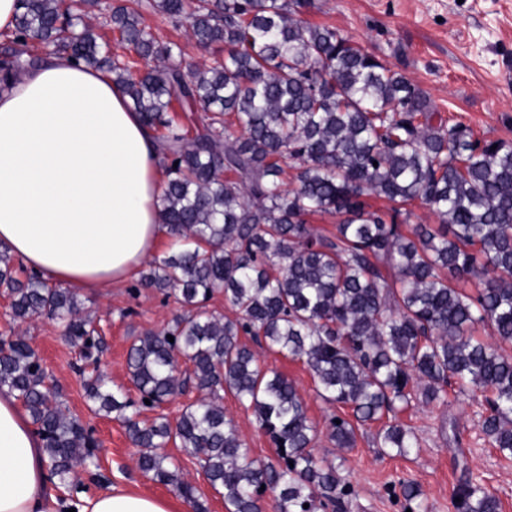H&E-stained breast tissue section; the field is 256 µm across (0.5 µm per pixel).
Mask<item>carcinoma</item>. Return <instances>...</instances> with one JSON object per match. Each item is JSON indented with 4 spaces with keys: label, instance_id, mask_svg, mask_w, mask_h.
<instances>
[{
    "label": "carcinoma",
    "instance_id": "1",
    "mask_svg": "<svg viewBox=\"0 0 512 512\" xmlns=\"http://www.w3.org/2000/svg\"><path fill=\"white\" fill-rule=\"evenodd\" d=\"M313 5L124 0L106 21L123 50L116 55L86 22L97 0H17L14 27L0 31V87L39 65L32 49L48 46L111 74L158 146L159 213L175 249L154 257L130 292L173 293L182 313L130 347L138 400L101 377L104 339L77 317L71 289L32 274L19 280L5 250L0 286L14 318L64 327L92 367L84 388L94 411L116 413L140 448L141 470L195 512H206L196 489L161 452L170 442L200 459L228 512H262V487L276 512L340 509L352 494L336 462L314 454L317 429L296 386L262 367L244 336L305 364L319 397L352 409L353 422L329 419L338 448L354 446L356 425L379 421L376 447L407 455L416 439L397 413L418 399L443 402L455 386L483 393L482 432L512 454V354L474 336L483 325L512 345V141L447 124L404 74L301 18ZM145 8L185 25L208 63L184 64L176 44L144 25ZM175 102L186 120L171 115ZM418 209L437 223H414ZM312 216L336 217V233H315ZM470 278L474 292L456 287ZM217 290L235 317L206 308ZM47 380L25 339L0 338V390L22 401L51 475L77 494L85 486L71 474L99 469L98 443ZM191 387L201 397L175 420L140 419ZM226 391L252 411L275 458L244 446L224 413ZM401 492L405 508H422L412 482ZM454 497L458 512H500L498 496L469 479Z\"/></svg>",
    "mask_w": 512,
    "mask_h": 512
}]
</instances>
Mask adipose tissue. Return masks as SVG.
<instances>
[{"mask_svg":"<svg viewBox=\"0 0 512 512\" xmlns=\"http://www.w3.org/2000/svg\"><path fill=\"white\" fill-rule=\"evenodd\" d=\"M154 141L110 74L45 55L0 90V248L48 281L109 288L135 277L167 236ZM44 444L0 392V512H174L130 490L60 501Z\"/></svg>","mask_w":512,"mask_h":512,"instance_id":"obj_1","label":"adipose tissue"}]
</instances>
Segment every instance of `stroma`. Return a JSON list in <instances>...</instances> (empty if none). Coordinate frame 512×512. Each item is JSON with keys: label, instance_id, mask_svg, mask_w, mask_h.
I'll return each mask as SVG.
<instances>
[{"label": "stroma", "instance_id": "obj_1", "mask_svg": "<svg viewBox=\"0 0 512 512\" xmlns=\"http://www.w3.org/2000/svg\"><path fill=\"white\" fill-rule=\"evenodd\" d=\"M303 19L351 36L367 52L403 72L448 122L469 125L479 140H512V0H315ZM144 22L159 40L177 43L186 64L202 65L184 26H173L151 11ZM79 315L94 321L107 348L101 371L111 387L137 398L126 357L131 343L164 328L180 313L175 298L141 290L131 295L123 283L101 292L77 295ZM21 337L38 352L50 381L68 414L94 430L103 480L98 491L112 487L163 497L177 512H194L192 503L172 487L151 480L138 467L140 450L130 441L121 420L95 413L76 371L78 350L55 321L41 317L14 319L10 298L0 287V337ZM260 364L282 373L303 396L307 415L317 429L314 452L336 459L353 485L348 512H401L393 492L401 482L414 483L428 512H455L453 493L472 479L495 491L501 512H512V456H503L482 432L480 391L448 389L442 403L413 402L400 419L415 432L418 446L406 456L380 455L372 444L376 424L360 428L353 448L335 447L327 436L332 416L350 417L349 408L318 397L307 367L281 355L262 351ZM224 412L233 418L246 448L255 457H274L267 437L257 428L232 393L224 395ZM182 480L193 485L208 512H226L224 500L210 487L199 462L168 444Z\"/></svg>", "mask_w": 512, "mask_h": 512}]
</instances>
